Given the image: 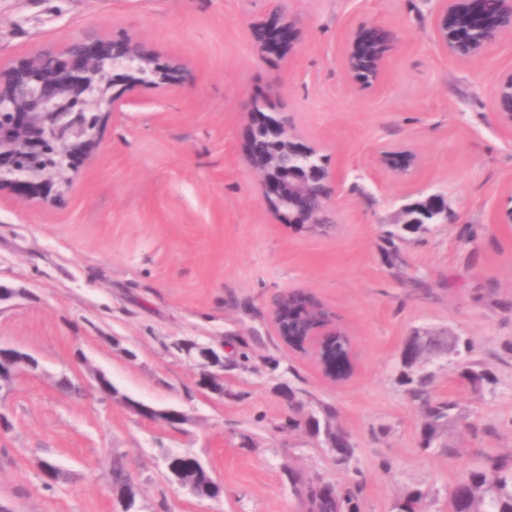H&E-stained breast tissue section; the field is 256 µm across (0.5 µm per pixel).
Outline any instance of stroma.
<instances>
[{
    "mask_svg": "<svg viewBox=\"0 0 512 512\" xmlns=\"http://www.w3.org/2000/svg\"><path fill=\"white\" fill-rule=\"evenodd\" d=\"M436 14V0H0L2 64L93 33L185 67L176 82L114 86L122 109L101 118L62 205L0 191V289L12 291L0 347L39 362L0 390V512H123L116 459L134 512H303L292 471L360 483L361 512H397L416 489L428 512H448L476 458L512 452V136L493 106L512 34L461 60L438 45ZM287 18L292 52L258 57V27ZM362 23L398 39L377 86L355 84L343 62ZM256 98L338 173L325 230L267 206L248 159ZM389 148L406 170L382 163ZM433 194L447 220L404 229V209ZM293 289L338 316L346 380L277 336L271 311ZM416 332L468 339L493 378L475 391L455 365L434 367L437 394L460 412L446 453L421 450L419 410L398 382ZM190 342L222 355V393L199 387L205 363L180 349ZM99 373L117 396L99 391ZM294 398L335 408L348 464ZM132 400L187 420L138 416ZM174 454L204 464L220 496L179 486Z\"/></svg>",
    "mask_w": 512,
    "mask_h": 512,
    "instance_id": "stroma-1",
    "label": "stroma"
}]
</instances>
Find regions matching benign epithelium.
Segmentation results:
<instances>
[{
	"mask_svg": "<svg viewBox=\"0 0 512 512\" xmlns=\"http://www.w3.org/2000/svg\"><path fill=\"white\" fill-rule=\"evenodd\" d=\"M486 0H440L435 34L438 44L450 51L448 24L455 23L457 38L466 39L472 19L481 17L483 38L471 43L466 59H477L505 33L512 32V0H495L485 8ZM296 28L291 21L271 30L256 42V52L263 55L275 45H291ZM396 43L393 32L376 25L360 24L352 32L344 54V64L353 78L368 68L371 84L381 82L387 65V54ZM181 71L169 62L160 60L151 50L138 42H113L86 34L68 40L60 48H47L0 66V188L7 187L28 195L56 189L54 203L63 200V188L69 184L73 155L91 153L95 143L94 129L101 115L121 111L120 97L111 92L116 78L127 76L138 82L150 77L167 80ZM512 85V72L498 82L495 97L496 115L501 126L512 133V100L501 99L505 85ZM265 103H255L257 122L250 137L251 162L262 178L264 197L274 206L288 198L283 217L293 224L318 227L312 219V199L319 196L323 209L330 207L336 196L337 178L323 163H298L316 153V149L298 141L288 122L277 112L266 113ZM58 160L54 169L26 167L25 162L47 152ZM336 333V325L328 324L308 333L304 345H291L302 351L318 347V337ZM198 357L213 368L223 367L220 355L211 347L194 344ZM9 361L13 374L33 370V357L18 349ZM128 405L137 413L170 424L186 421L176 409H155L133 401ZM183 460L189 467L181 469L178 483L197 495L192 475L202 464L189 456H173L168 469Z\"/></svg>",
	"mask_w": 512,
	"mask_h": 512,
	"instance_id": "obj_1",
	"label": "benign epithelium"
}]
</instances>
